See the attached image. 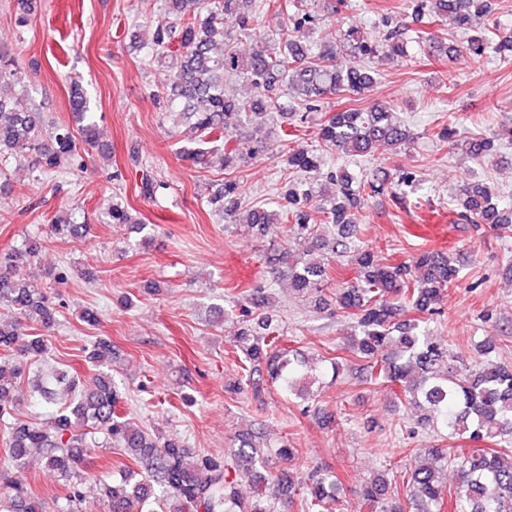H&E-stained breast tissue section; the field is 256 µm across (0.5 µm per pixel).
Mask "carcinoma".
Returning a JSON list of instances; mask_svg holds the SVG:
<instances>
[{
  "mask_svg": "<svg viewBox=\"0 0 512 512\" xmlns=\"http://www.w3.org/2000/svg\"><path fill=\"white\" fill-rule=\"evenodd\" d=\"M169 20L155 25L147 45L157 58L172 59L170 84L160 94L162 111L176 113L190 121L198 139L182 147L188 160L202 164L208 154L221 152L224 169L235 171L245 156L261 151L260 143L272 133L268 120L273 112L283 118L307 115L322 109L330 95L353 101L364 98L376 82L368 59L383 54L398 62L410 49L448 56L465 54L481 59L495 53L512 57V32H502L487 21L489 0H408L411 23L433 24L451 18L465 37L443 38L425 29L413 30L410 23L385 25L366 32L349 27L339 36L320 43L309 40L320 25L319 15L302 8L297 0H167ZM282 16L278 39L266 40L256 34L257 10ZM254 39L251 53L241 57L234 49L237 36ZM230 77L245 79L254 90L249 98L226 93ZM21 71L7 51H0V151L14 158L35 156L36 170L57 171L78 156L75 138L68 127H60L51 145L38 142L43 113L20 95H8L2 87L20 82ZM70 106L84 121L83 142L96 143V125L86 121L89 108L82 90L71 91ZM323 148L346 156H365L378 145L399 149L414 139V131L395 115L394 107L375 102L366 108L336 112L320 124ZM433 136L440 142L460 145L472 160L497 154L498 139L475 136L462 142L453 124L436 126ZM286 164L306 178L293 180L276 201L277 209L244 205L243 185L237 177H226L209 198L211 209L257 234L264 236L272 224H288L289 239L272 244L263 255L272 280H285L305 296L323 291L325 269L296 251L297 241L309 239L325 247L320 225L329 224L354 235L364 230L357 223L367 201L388 194L397 209L410 211L421 205L413 189L415 177L403 172L391 177L385 171L354 176L345 170L323 173L321 157L314 149L294 146L286 151ZM335 186L332 194L322 182ZM461 220L498 234L512 232V209L493 200L485 183L466 182L453 198ZM112 224H132L134 218L119 202L109 210ZM92 225L64 220L50 225L60 237L87 236ZM40 248L30 237L22 246L0 255V304L21 315L31 326L0 324V403L8 400L21 366L6 361L9 356L31 358L47 352L40 331L56 322L54 308L35 292L22 276L25 264ZM355 276L336 288V309L349 316L354 334L348 347L365 362L366 376L380 383L400 386L396 397L422 411L414 416L415 429L430 431L449 439H469L489 444L462 455L448 448H415L425 461L410 475L406 506H393L385 498L388 479L379 474L359 491L368 512H512V364L490 359L492 343L479 346L485 358L467 365L448 345L432 336L428 317L439 313L448 290L462 278L459 260L445 252L422 250L407 262L392 263L361 247L349 259ZM267 285L253 287L239 304L246 327L232 341L244 378L232 389L250 388L256 396L262 385L255 378L264 373L285 397L306 398L321 371L312 367L298 350L283 344V329L265 313L271 296ZM112 341L100 338L88 352V362L103 367L112 361ZM57 386L73 394L70 402L45 413L41 423L16 420L0 430L15 468L23 469L31 449L42 452L50 466L67 482L65 512H83L85 495L78 468L83 459L76 448H93L86 430L101 434L108 444L123 451L132 462L123 474L104 484L112 512H288L293 503L295 483L278 477L266 481L254 474L263 461V449L250 437L240 440L237 451L226 459L202 455L189 460L183 442L149 434L130 424L124 415L125 393L108 374H99L90 390L78 389V382L62 372L53 377ZM456 475L455 492L442 497L441 478L448 469ZM254 483L252 498L237 491L238 482ZM340 478L332 472L317 473L300 490L301 512H320L324 503L336 501ZM0 512H45L42 503L20 479L9 483L0 499Z\"/></svg>",
  "mask_w": 512,
  "mask_h": 512,
  "instance_id": "cac0c4a2",
  "label": "carcinoma"
}]
</instances>
